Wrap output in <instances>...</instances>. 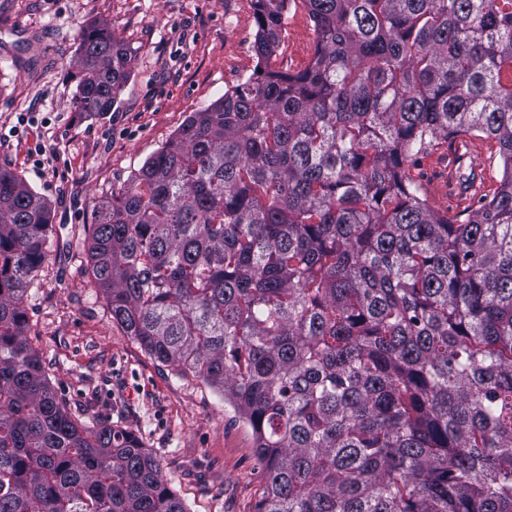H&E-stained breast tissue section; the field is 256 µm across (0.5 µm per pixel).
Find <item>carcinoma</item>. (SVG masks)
<instances>
[{
    "instance_id": "carcinoma-1",
    "label": "carcinoma",
    "mask_w": 512,
    "mask_h": 512,
    "mask_svg": "<svg viewBox=\"0 0 512 512\" xmlns=\"http://www.w3.org/2000/svg\"><path fill=\"white\" fill-rule=\"evenodd\" d=\"M301 2L304 68H269ZM257 69L101 197L92 274L156 361L255 435L258 512H512V0H253ZM112 28L75 102L112 111ZM496 147L477 205L410 176L435 139ZM50 207L0 167V512H188L131 432L76 417L26 338Z\"/></svg>"
}]
</instances>
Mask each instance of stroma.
<instances>
[{"label": "stroma", "mask_w": 512, "mask_h": 512, "mask_svg": "<svg viewBox=\"0 0 512 512\" xmlns=\"http://www.w3.org/2000/svg\"><path fill=\"white\" fill-rule=\"evenodd\" d=\"M106 23L127 53L112 111L75 107L69 78L81 31ZM252 0H0V167L51 206L47 260L26 297V336L46 376L84 422L133 433L162 464L188 512H257L265 481L253 432L223 395L153 360L113 322L92 275L88 226L101 196L124 186L192 113L256 67ZM314 50L304 8L289 14L275 65ZM43 144L46 152L36 155ZM434 140L410 174L451 210L449 171H499L488 150L450 159Z\"/></svg>", "instance_id": "1"}]
</instances>
